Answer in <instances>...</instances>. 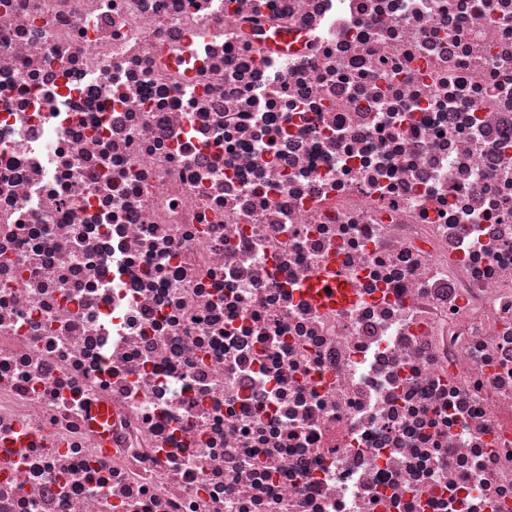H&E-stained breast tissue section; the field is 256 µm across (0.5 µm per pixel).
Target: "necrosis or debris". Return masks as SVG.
Wrapping results in <instances>:
<instances>
[{
    "label": "necrosis or debris",
    "mask_w": 512,
    "mask_h": 512,
    "mask_svg": "<svg viewBox=\"0 0 512 512\" xmlns=\"http://www.w3.org/2000/svg\"><path fill=\"white\" fill-rule=\"evenodd\" d=\"M0 512H512V0H0Z\"/></svg>",
    "instance_id": "obj_1"
}]
</instances>
